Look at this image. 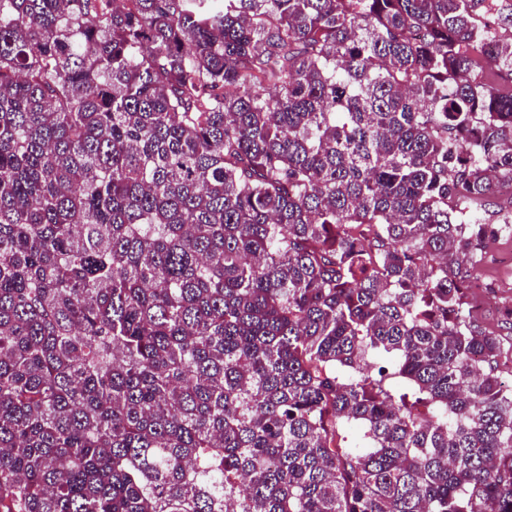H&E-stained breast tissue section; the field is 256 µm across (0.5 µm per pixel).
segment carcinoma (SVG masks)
<instances>
[{
  "label": "carcinoma",
  "instance_id": "obj_1",
  "mask_svg": "<svg viewBox=\"0 0 512 512\" xmlns=\"http://www.w3.org/2000/svg\"><path fill=\"white\" fill-rule=\"evenodd\" d=\"M503 31L512 0H0V512H512V384L448 274L512 233V195L478 217Z\"/></svg>",
  "mask_w": 512,
  "mask_h": 512
}]
</instances>
